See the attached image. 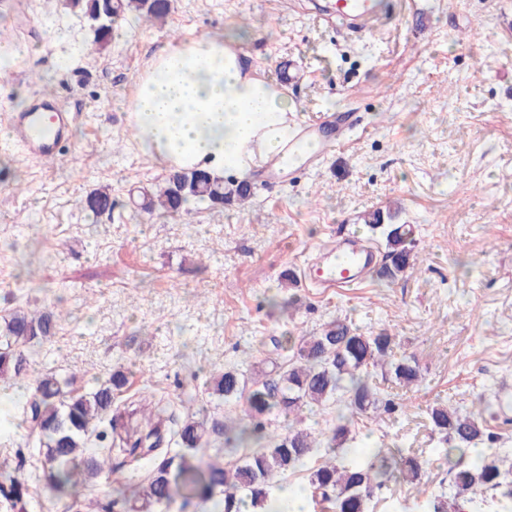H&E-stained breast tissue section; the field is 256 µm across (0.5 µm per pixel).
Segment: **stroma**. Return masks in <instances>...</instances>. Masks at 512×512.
Masks as SVG:
<instances>
[{
  "mask_svg": "<svg viewBox=\"0 0 512 512\" xmlns=\"http://www.w3.org/2000/svg\"><path fill=\"white\" fill-rule=\"evenodd\" d=\"M323 3L174 0L164 20L128 19L102 49L68 0L0 8V48L20 50L0 70V118L37 92L76 115L50 162L25 159L0 129V321L19 308L60 314L28 375L0 383V397L17 403L0 421V472L28 488L27 512H68L22 410L46 371L83 392L123 370L122 418L96 440L123 448L151 427L138 402L194 392L215 408L212 376L271 370L274 340L335 319L388 330L421 378L392 386L394 413L359 420L357 444L401 448L424 476L389 482L372 512H415L447 485L427 415L435 399L476 411L484 388H512V0H415L411 15L384 0L376 32L361 37L327 19ZM228 32L267 78L295 65L301 79L287 95L301 123L354 116L350 142L305 170L257 175L245 203L139 213L140 190L167 172L133 142L135 81L169 40ZM99 187L115 207L96 221L78 201ZM389 207L394 225L414 228L412 270L392 281L372 272L341 293L302 283L333 236L356 234L384 257V240L359 217ZM145 467L129 460L84 488L85 500L108 502L116 485L138 492Z\"/></svg>",
  "mask_w": 512,
  "mask_h": 512,
  "instance_id": "35a3bbf8",
  "label": "stroma"
}]
</instances>
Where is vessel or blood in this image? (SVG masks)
Wrapping results in <instances>:
<instances>
[{"instance_id":"obj_1","label":"vessel or blood","mask_w":512,"mask_h":512,"mask_svg":"<svg viewBox=\"0 0 512 512\" xmlns=\"http://www.w3.org/2000/svg\"><path fill=\"white\" fill-rule=\"evenodd\" d=\"M333 16L349 24L357 34L370 32L378 22L380 6L377 0H333ZM75 122L71 112L64 110L55 97L38 95L29 106L12 113L8 122L11 141L21 145L31 158H51L62 153L69 143ZM349 131L335 113H324L317 125L300 126L289 146L297 142H314L315 152L324 155L343 149ZM376 255L368 243L358 239L327 241L317 262L304 269L305 281L326 290L343 291L362 284L364 273L373 266Z\"/></svg>"}]
</instances>
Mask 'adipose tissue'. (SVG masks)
<instances>
[{
	"label": "adipose tissue",
	"instance_id": "ef3b65f1",
	"mask_svg": "<svg viewBox=\"0 0 512 512\" xmlns=\"http://www.w3.org/2000/svg\"><path fill=\"white\" fill-rule=\"evenodd\" d=\"M138 143L168 169L238 178L277 167L297 111L232 36L176 38L152 56L129 100Z\"/></svg>",
	"mask_w": 512,
	"mask_h": 512
}]
</instances>
